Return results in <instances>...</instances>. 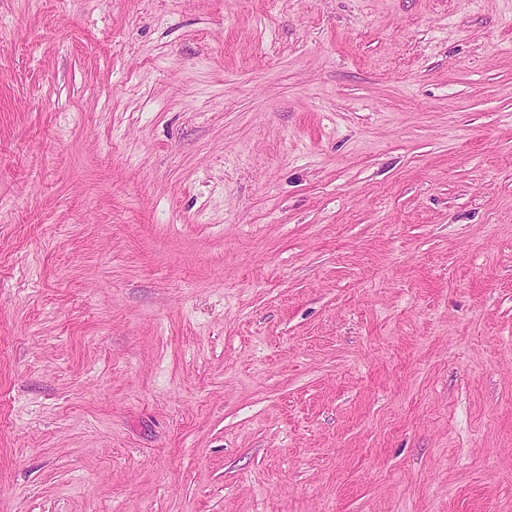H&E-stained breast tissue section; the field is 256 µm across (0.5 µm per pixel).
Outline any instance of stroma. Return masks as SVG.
<instances>
[{
	"mask_svg": "<svg viewBox=\"0 0 512 512\" xmlns=\"http://www.w3.org/2000/svg\"><path fill=\"white\" fill-rule=\"evenodd\" d=\"M0 512H512V0H0Z\"/></svg>",
	"mask_w": 512,
	"mask_h": 512,
	"instance_id": "stroma-1",
	"label": "stroma"
}]
</instances>
